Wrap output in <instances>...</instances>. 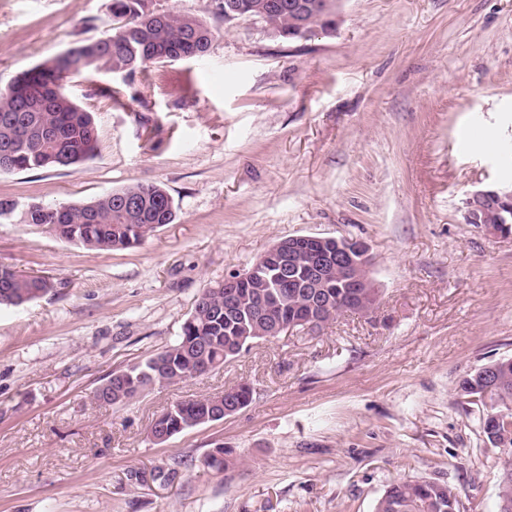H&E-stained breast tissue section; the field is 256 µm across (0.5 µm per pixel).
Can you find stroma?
I'll list each match as a JSON object with an SVG mask.
<instances>
[{
    "mask_svg": "<svg viewBox=\"0 0 512 512\" xmlns=\"http://www.w3.org/2000/svg\"><path fill=\"white\" fill-rule=\"evenodd\" d=\"M219 2L153 0L205 18V57L71 74L98 128L92 160L0 173L15 204L0 265L52 284L0 307V512H375L406 480L498 512L505 457L456 387L512 359V238L465 219L475 190L512 189V0H342L333 33L292 43ZM110 5L0 0V87L108 34ZM133 183L175 207L140 246L89 249L26 220ZM295 235L365 242L370 313L257 341L119 408L94 401L176 339L204 288ZM241 382L247 408L150 439L172 404ZM219 446L226 469L206 468Z\"/></svg>",
    "mask_w": 512,
    "mask_h": 512,
    "instance_id": "1",
    "label": "stroma"
}]
</instances>
